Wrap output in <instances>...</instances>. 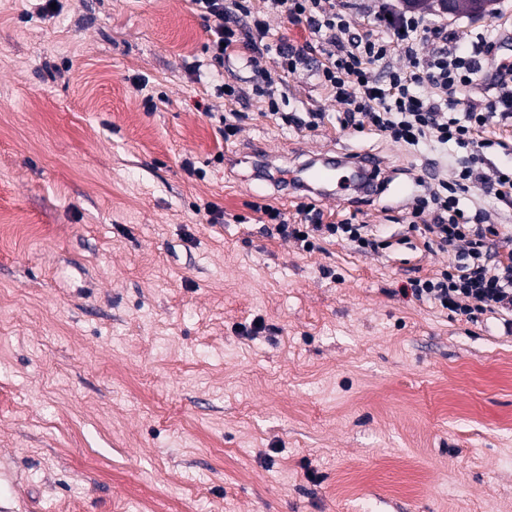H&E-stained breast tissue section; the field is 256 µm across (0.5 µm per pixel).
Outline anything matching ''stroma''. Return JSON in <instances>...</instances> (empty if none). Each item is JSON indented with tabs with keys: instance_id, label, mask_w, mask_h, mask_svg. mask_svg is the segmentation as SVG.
Returning <instances> with one entry per match:
<instances>
[{
	"instance_id": "35a3bbf8",
	"label": "stroma",
	"mask_w": 512,
	"mask_h": 512,
	"mask_svg": "<svg viewBox=\"0 0 512 512\" xmlns=\"http://www.w3.org/2000/svg\"><path fill=\"white\" fill-rule=\"evenodd\" d=\"M494 7L441 20L461 42L512 31ZM56 9L0 0V512H512V335L403 292L448 264L411 203L456 149L226 105L191 70L187 0ZM283 96L341 110L310 72ZM323 155L378 160L376 194L316 205L389 248L264 232L251 203L294 222L298 200L263 160Z\"/></svg>"
}]
</instances>
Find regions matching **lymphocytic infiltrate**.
Here are the masks:
<instances>
[{
    "instance_id": "f902f5d3",
    "label": "lymphocytic infiltrate",
    "mask_w": 512,
    "mask_h": 512,
    "mask_svg": "<svg viewBox=\"0 0 512 512\" xmlns=\"http://www.w3.org/2000/svg\"><path fill=\"white\" fill-rule=\"evenodd\" d=\"M191 11L207 23L208 40L202 67L220 69L239 52L250 63L271 55L274 69L258 68L251 88L215 85L214 92L234 103L254 94L270 115L297 130L324 125L322 112L299 114L280 109L279 89L301 70L315 72L335 100L343 104L341 129L377 132L405 147L437 148L448 144L461 151L453 181L440 179L436 167L425 169L420 180L423 195L412 204V217L430 215L424 224L426 247L447 253L445 269L410 283L412 296L446 310L449 317L481 322L484 316L503 320L512 334V249L501 243L507 227L491 222L483 208L468 211L462 201L481 187L503 214L512 213V162L495 164L486 158L493 145L489 127L512 126V64L498 54L496 40L484 37L460 47L440 22L424 23L413 11L393 0H382L373 13L371 29L352 31L336 0H188ZM286 14L291 24L309 37L301 43L269 41L268 18ZM402 65H395L394 57ZM482 83L481 97L464 99V92ZM299 223L268 204L255 205L273 231L311 250L317 241L332 237L352 244L362 253L388 248L389 242L371 224L351 219L324 223L314 195L301 192Z\"/></svg>"
}]
</instances>
